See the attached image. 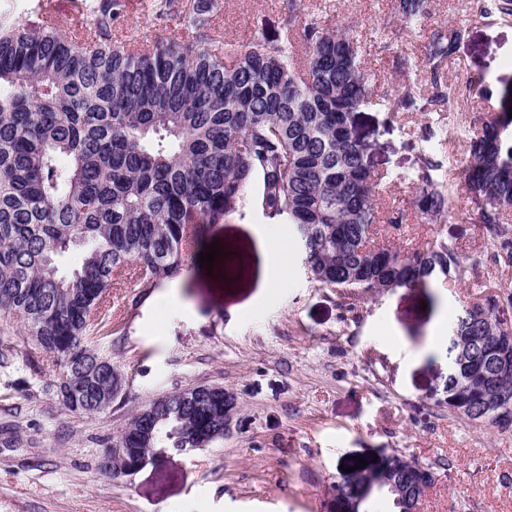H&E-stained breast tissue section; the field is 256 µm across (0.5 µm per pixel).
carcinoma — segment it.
Masks as SVG:
<instances>
[{
    "mask_svg": "<svg viewBox=\"0 0 512 512\" xmlns=\"http://www.w3.org/2000/svg\"><path fill=\"white\" fill-rule=\"evenodd\" d=\"M480 16H512V0H470ZM163 19L188 14L192 40L151 45L112 43L128 0H79L85 26L25 24L0 12V312L23 323L34 350L60 368L47 388L75 415L112 406V358L93 335L112 319V285L139 288L177 278L188 266L198 224H220L245 200L268 219L291 224L306 270L345 298L426 286L444 276L467 279L478 263L453 241L399 248L376 241L383 214L382 176L365 160L355 116L373 101L390 116L450 112L460 91L442 76L467 34L463 21L433 28L423 62L400 55L405 70L426 68L425 89L412 83L379 95L363 68L360 46L300 12L282 26L262 18L240 47L207 33V0H151ZM395 15L415 29L429 0H396ZM507 108L469 138L459 160L463 185L483 200L475 222L493 251L512 267V118ZM443 161L421 155L413 206L428 224L448 220L452 193L439 177ZM71 269L61 270L67 257ZM462 306L448 334V410L491 424L467 395L458 354L486 361L512 336V293ZM224 439V390L200 399L168 396V410L133 415L118 436L125 448L161 452ZM434 481L429 465L398 454L343 476V500L364 493L368 473Z\"/></svg>",
    "mask_w": 512,
    "mask_h": 512,
    "instance_id": "obj_1",
    "label": "carcinoma"
}]
</instances>
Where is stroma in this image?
I'll return each instance as SVG.
<instances>
[{
    "label": "stroma",
    "instance_id": "obj_1",
    "mask_svg": "<svg viewBox=\"0 0 512 512\" xmlns=\"http://www.w3.org/2000/svg\"><path fill=\"white\" fill-rule=\"evenodd\" d=\"M150 0H131L124 34L138 41L184 40L182 14L157 20ZM395 0H301L330 29L359 43L379 92L427 74L406 72L396 53L422 57L429 28L466 19L468 37L445 67L448 83L479 80L495 95L461 97L457 112H404L388 117L370 104L357 117L373 169L388 176L387 207L404 210L400 228L383 225L397 245L434 238L467 251L489 246L471 216L479 199L457 190L452 215L423 223L414 212L407 177L424 147L423 126L439 130L433 148L445 159V179L461 174L457 159L482 121L498 112L499 92L512 88V17L491 24L469 14L466 0H430L424 27L401 28ZM212 35L244 44L253 24L288 14L286 0H214ZM391 42L382 50V42ZM260 210L199 227L201 245L219 242L244 261L226 274L192 260L177 279L153 288L132 282L112 289L122 318L98 341L121 371L125 394L100 414L65 411L49 357L32 353L24 328L0 315V512H330L329 493L357 457L396 453L428 464L437 480L426 512H512V432L475 425L448 411V356L432 340L442 312L512 292V267L483 262L469 281L440 278L434 288H398L360 296L354 312L334 289L313 281L294 250L288 284L263 293L266 257L254 228ZM170 294L161 304V294ZM199 384L231 392L237 413L230 432L212 447L150 455L133 475L112 481L99 472L102 455L131 417L158 396Z\"/></svg>",
    "mask_w": 512,
    "mask_h": 512
}]
</instances>
